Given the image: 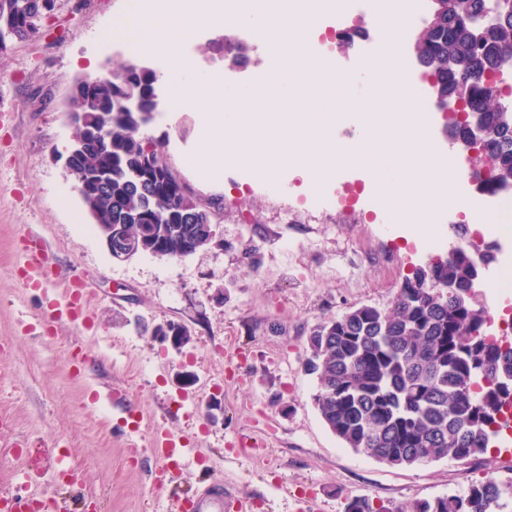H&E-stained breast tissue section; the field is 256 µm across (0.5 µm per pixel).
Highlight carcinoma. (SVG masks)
I'll list each match as a JSON object with an SVG mask.
<instances>
[{"instance_id":"cac0c4a2","label":"carcinoma","mask_w":512,"mask_h":512,"mask_svg":"<svg viewBox=\"0 0 512 512\" xmlns=\"http://www.w3.org/2000/svg\"><path fill=\"white\" fill-rule=\"evenodd\" d=\"M41 0H0V30L10 40L39 37ZM420 65L457 103L450 134L467 132L468 115L487 123L470 169L485 173L483 192L512 184V104L496 73L512 67V0H448L414 41ZM459 66L450 68L448 60ZM95 105L76 90L72 107L85 113L74 127L84 142L73 174L85 183L83 203L96 224H126L137 247L153 256L176 239L194 240L197 225L214 223L168 167L160 143L124 107L132 85L142 111H153L156 73L128 62L100 77ZM478 275L467 250L418 269L385 309L364 305L319 324L310 336L307 369L316 375L314 404L327 428L348 448L393 466L448 457L465 461L487 452L500 420L512 409V344L487 333ZM440 282L454 294H438ZM512 481L492 476L463 494L419 500L406 512H503Z\"/></svg>"}]
</instances>
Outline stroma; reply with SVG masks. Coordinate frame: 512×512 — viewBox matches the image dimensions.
<instances>
[{"mask_svg": "<svg viewBox=\"0 0 512 512\" xmlns=\"http://www.w3.org/2000/svg\"><path fill=\"white\" fill-rule=\"evenodd\" d=\"M128 0H57L48 32L0 52V488L20 486L25 458L12 444L56 448L96 512H163L150 449L160 427L180 437L171 496L223 479L246 512H345L369 499L399 512L460 493L485 476L512 480V450L458 462L391 466L345 447L313 402L305 370L309 336L352 308L387 307L405 276L446 258L456 240L440 216L435 247L413 225L383 223L376 192L357 167L313 199L293 172L278 186L228 166L223 183L199 178L186 159L199 147L195 112L161 105L147 133L197 197L219 203V239L182 259L112 258L63 157L74 129L65 117L74 84L138 60L156 74L164 58L133 56L113 25ZM249 47L242 60L212 51L224 35ZM268 41L251 27H202L182 46L200 73L231 91L251 89L273 68ZM497 246L476 284L490 315L506 294L487 280L512 270V230L470 225ZM43 248L44 287L25 285L26 249ZM82 317L57 319L70 286ZM126 395L112 403L113 390ZM143 417L131 434L128 411Z\"/></svg>", "mask_w": 512, "mask_h": 512, "instance_id": "obj_1", "label": "stroma"}]
</instances>
